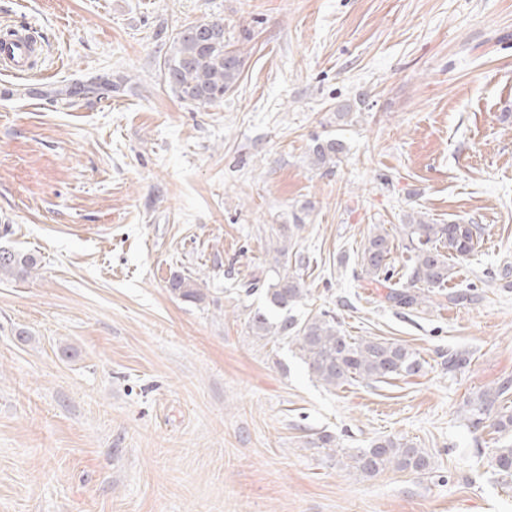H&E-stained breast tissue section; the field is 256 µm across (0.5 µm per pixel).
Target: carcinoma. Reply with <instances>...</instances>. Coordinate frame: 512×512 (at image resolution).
I'll return each mask as SVG.
<instances>
[{
    "instance_id": "carcinoma-1",
    "label": "carcinoma",
    "mask_w": 512,
    "mask_h": 512,
    "mask_svg": "<svg viewBox=\"0 0 512 512\" xmlns=\"http://www.w3.org/2000/svg\"><path fill=\"white\" fill-rule=\"evenodd\" d=\"M174 52L164 62V78L178 96L191 103L208 104L221 101L239 80L242 60L224 44V24L204 22L176 34ZM116 93L119 87L107 76L90 83H72L54 91V96L67 100L87 99L102 92ZM343 144L336 139L315 140L311 159L318 168H331L341 160ZM408 240L406 249L413 253L410 282L404 291L391 290L388 299L397 306L411 308L441 288L451 275L449 258L469 256L480 237L476 224H427L418 221L401 225ZM391 254L390 234L383 230L372 234L362 251V267L370 282L383 284L390 280L388 259ZM37 268V259L0 247V276L24 277ZM170 293L183 301L202 303L204 289L189 275L175 274L169 280ZM269 306L287 312L274 321L262 310L251 317L253 335L259 340H287L296 345L308 371L326 387L336 388L352 380L375 381L415 372L417 361L402 344L376 337L354 338L340 328L335 319L316 314L302 320L288 314L304 296V280L288 267L275 272L265 291ZM512 389V380H504L484 391L466 410L474 429L489 424L503 437H512V410L500 405ZM354 468L366 478L385 471L423 474L430 469L429 453L399 438L372 441L368 447L350 455ZM492 466L501 475H512V441L495 449Z\"/></svg>"
}]
</instances>
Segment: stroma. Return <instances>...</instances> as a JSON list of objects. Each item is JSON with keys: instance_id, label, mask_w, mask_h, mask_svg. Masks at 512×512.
<instances>
[{"instance_id": "obj_1", "label": "stroma", "mask_w": 512, "mask_h": 512, "mask_svg": "<svg viewBox=\"0 0 512 512\" xmlns=\"http://www.w3.org/2000/svg\"><path fill=\"white\" fill-rule=\"evenodd\" d=\"M212 20L243 67L201 106L163 61ZM10 26L41 54L0 69V245L39 266L0 280V512H512L502 438L462 416L512 379V0H0ZM103 72L112 98L42 95ZM316 138L343 142L332 170ZM416 219L481 237L408 309L361 252L387 230L406 283ZM298 256L295 316L399 342L417 370L333 389L258 342L249 316ZM386 437L430 470L363 477L350 452ZM170 293L183 301L203 303L206 299L204 288L189 275L176 274L169 280Z\"/></svg>"}]
</instances>
